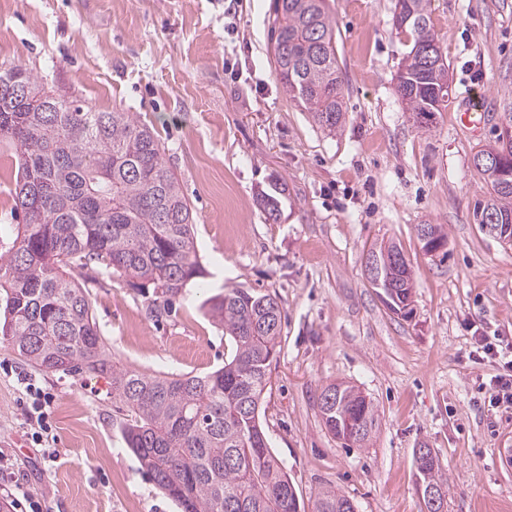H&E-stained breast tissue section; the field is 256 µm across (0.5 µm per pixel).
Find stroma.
<instances>
[{"label": "stroma", "instance_id": "obj_1", "mask_svg": "<svg viewBox=\"0 0 512 512\" xmlns=\"http://www.w3.org/2000/svg\"><path fill=\"white\" fill-rule=\"evenodd\" d=\"M396 3L327 0L346 111L333 132L275 72L274 0H0V66H24L100 111L135 113L191 203L205 285L186 286L167 325L147 319L132 283L84 274L115 363L211 371L227 344L203 302L227 288L275 295L282 332L262 422L305 504L334 486L356 512H422L414 451L424 445L448 476L445 512H512V408L492 407L485 389L512 352V241L475 223L489 187L472 161L512 126V0H429L450 89L427 127L395 90L407 41ZM467 94L486 113L476 134L456 122ZM17 170L1 144L0 255L23 222ZM274 176L288 187L276 221L257 203ZM421 224L442 227L443 250L423 251ZM389 242L414 274L405 317L364 275L366 253ZM478 335L500 356L474 360ZM24 376L50 398L42 444ZM342 382L378 410L369 447H344L322 423L318 397ZM0 455L12 464L0 496L21 487L40 512H179L113 426L106 378L35 369L1 342Z\"/></svg>", "mask_w": 512, "mask_h": 512}]
</instances>
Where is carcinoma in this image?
<instances>
[{
    "instance_id": "1",
    "label": "carcinoma",
    "mask_w": 512,
    "mask_h": 512,
    "mask_svg": "<svg viewBox=\"0 0 512 512\" xmlns=\"http://www.w3.org/2000/svg\"><path fill=\"white\" fill-rule=\"evenodd\" d=\"M326 0H276L272 58L285 91L330 132L342 123V76L336 32ZM396 28L413 45L397 75L396 90L422 123L447 107L448 63L427 62L442 52L428 0H397ZM0 141L19 158L15 209L25 224L17 247L0 257V339L41 370L103 376L112 386L126 447L142 470L181 512H305L296 487L269 448L261 400L277 352L282 311L277 298L232 288L205 301L224 331V365L203 374H149L112 363L87 289L77 277L96 267L149 289L145 314L169 319L188 283L206 275L194 240L192 207L175 171L165 165L154 133L130 112H97L77 99L58 101L46 82L20 66L0 69ZM489 197L475 204V223L496 217L493 230L512 239V176L489 182ZM286 185L274 178L257 202L269 219L281 216ZM381 248V278L396 282L384 300L411 313L414 280L407 260ZM318 407L325 428L348 447H364L378 413L356 387L330 384ZM422 486L439 496L426 512H444L448 477L430 448L415 452ZM314 512H355L339 489L321 490Z\"/></svg>"
}]
</instances>
